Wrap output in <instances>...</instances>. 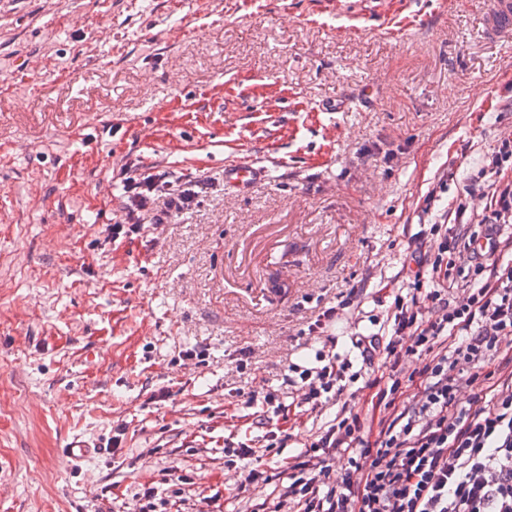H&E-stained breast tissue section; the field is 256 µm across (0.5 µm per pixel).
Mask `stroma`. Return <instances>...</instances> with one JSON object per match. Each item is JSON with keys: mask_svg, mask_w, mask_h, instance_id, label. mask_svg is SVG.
Returning a JSON list of instances; mask_svg holds the SVG:
<instances>
[{"mask_svg": "<svg viewBox=\"0 0 512 512\" xmlns=\"http://www.w3.org/2000/svg\"><path fill=\"white\" fill-rule=\"evenodd\" d=\"M489 2L0 0V512H138L173 467L196 479L180 512H246L342 405L387 416L351 338L389 334L418 234L481 221L466 189L512 138ZM243 159L266 175L239 191ZM127 163L210 188L114 240ZM331 306L360 376L313 412L286 374L318 366ZM268 390L289 412L262 426ZM229 439L266 481L225 467ZM260 177V168L252 162H237L224 166V182L239 188H248Z\"/></svg>", "mask_w": 512, "mask_h": 512, "instance_id": "1", "label": "stroma"}]
</instances>
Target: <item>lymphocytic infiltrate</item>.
Here are the masks:
<instances>
[{
	"mask_svg": "<svg viewBox=\"0 0 512 512\" xmlns=\"http://www.w3.org/2000/svg\"><path fill=\"white\" fill-rule=\"evenodd\" d=\"M512 140L495 151L489 185L491 201L478 227H431L438 241L433 261L410 255L408 296L396 297L389 340L362 336L355 345L365 361L398 368L402 358L422 364L410 376L415 404L402 403L403 388L393 381L381 398L398 402L378 422L375 438L365 437L359 413L328 425L308 446L309 460L288 463L278 473L276 512H512ZM125 214L113 236L140 233L148 224H167L191 209L199 194L192 183L174 182L169 172L152 170L124 177ZM468 266L456 263L457 255ZM466 281L457 289V281ZM484 372L491 397L473 394L460 406L470 371ZM304 403L340 393L343 368L335 360L300 371ZM348 452L341 483L324 467L337 449ZM170 492L138 484L139 512H172L192 476L167 471Z\"/></svg>",
	"mask_w": 512,
	"mask_h": 512,
	"instance_id": "obj_1",
	"label": "lymphocytic infiltrate"
}]
</instances>
